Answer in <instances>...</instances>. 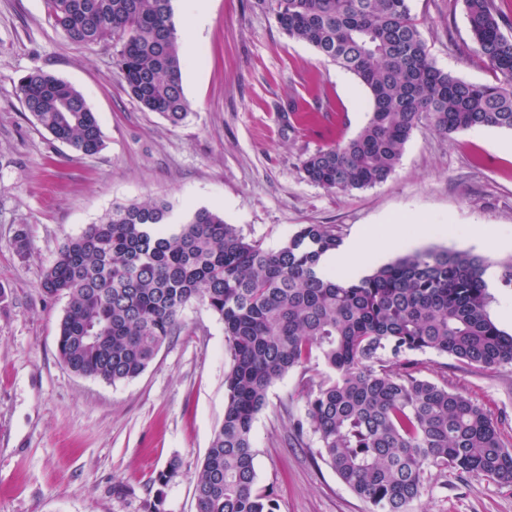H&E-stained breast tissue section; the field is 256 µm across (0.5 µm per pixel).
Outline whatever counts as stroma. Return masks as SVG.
<instances>
[{
  "label": "stroma",
  "mask_w": 512,
  "mask_h": 512,
  "mask_svg": "<svg viewBox=\"0 0 512 512\" xmlns=\"http://www.w3.org/2000/svg\"><path fill=\"white\" fill-rule=\"evenodd\" d=\"M438 67L465 81L502 76L472 49L463 0H410ZM180 36L199 57L183 64L191 113L179 125L141 109L115 66L112 43L71 44L45 0H0V512H144L152 478L171 459L183 474L164 487V512H196L194 476L224 416L230 356L224 323L199 302L137 378L110 384L74 374L60 361L58 324L67 301L40 290L67 238L113 203L163 198L174 217L219 211L249 239L276 249L301 226L331 224L341 240L410 214L452 224L422 248L478 253L474 229L512 234V130L482 127L442 134L420 124L387 181L334 192L308 182L311 153L357 134L369 95L357 77L289 38L270 0H210L209 20ZM42 69L74 85L94 112L105 147L74 158L36 125L17 96L21 77ZM30 238L26 257L11 240ZM491 318L512 333V285L500 272L512 250L489 255ZM421 375L483 405L512 449V365L475 369L427 352ZM253 424L259 488L277 512H369L317 456L316 438L292 445L290 416H303L298 376L272 384ZM291 402V414L281 403ZM416 512H512V483L432 472Z\"/></svg>",
  "instance_id": "35a3bbf8"
}]
</instances>
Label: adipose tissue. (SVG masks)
Wrapping results in <instances>:
<instances>
[{
  "label": "adipose tissue",
  "mask_w": 512,
  "mask_h": 512,
  "mask_svg": "<svg viewBox=\"0 0 512 512\" xmlns=\"http://www.w3.org/2000/svg\"><path fill=\"white\" fill-rule=\"evenodd\" d=\"M447 232L448 228L443 224H424L411 233L406 232L400 224L390 225L381 233L367 229L343 247L324 255L321 264L343 277L356 279L363 275L368 266L378 263L395 246L411 245L420 237L444 235Z\"/></svg>",
  "instance_id": "obj_1"
}]
</instances>
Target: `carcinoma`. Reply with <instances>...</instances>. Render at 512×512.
I'll list each match as a JSON object with an SVG mask.
<instances>
[{
  "instance_id": "carcinoma-1",
  "label": "carcinoma",
  "mask_w": 512,
  "mask_h": 512,
  "mask_svg": "<svg viewBox=\"0 0 512 512\" xmlns=\"http://www.w3.org/2000/svg\"><path fill=\"white\" fill-rule=\"evenodd\" d=\"M72 43L112 42L133 99L171 125L190 108L172 0H46ZM475 51L504 81L473 84L437 67L409 0H275L280 28L355 75L369 116L347 141L302 163L307 181L352 191L386 181L413 130L427 122L452 133L512 130V38L497 0H463ZM24 109L77 156L102 146L83 94L43 70L21 78ZM162 199L114 203L99 222L67 239L40 283L65 296L58 352L73 373L116 384L138 377L198 301L224 323L230 367L224 417L194 484L197 512H276L257 487L252 429L271 384L299 372L305 419L292 444L317 437L318 456L372 512H413L431 470L512 483V450L481 405L418 376L417 353L471 367L512 365V333L490 317L486 259L430 248L357 279L320 267L336 250V227L305 224L277 250L249 240L202 207L178 224ZM321 359L327 372L310 366ZM174 459L145 512H163L162 488L180 477Z\"/></svg>"
}]
</instances>
